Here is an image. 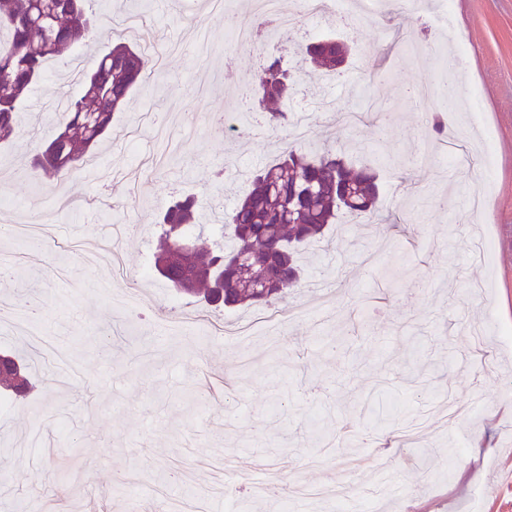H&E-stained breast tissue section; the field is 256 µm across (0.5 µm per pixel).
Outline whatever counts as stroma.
I'll return each instance as SVG.
<instances>
[{
    "mask_svg": "<svg viewBox=\"0 0 512 512\" xmlns=\"http://www.w3.org/2000/svg\"><path fill=\"white\" fill-rule=\"evenodd\" d=\"M120 2L145 13L167 48L149 85L114 117L132 140H105L96 168L61 183L67 209L31 182L32 157L57 131L50 107L60 88L78 91L89 58L114 41L109 2L95 0L93 33L48 62L17 137L0 146V225L41 215L54 242L40 252L0 238V257L35 284L41 329L58 354L49 359L0 327V351L23 356L34 384L0 391V506L141 512L171 469L190 470L188 491L206 488L212 474L195 463L206 456L231 461L236 490L212 498L209 512H267L251 484L271 476L336 489L319 500L289 492L288 512H512V452L499 439L512 428L502 382L512 377V344L502 341L512 326V0H435L417 14L389 0L358 27L336 18L347 63L309 77L300 50L323 25L235 54L228 19L250 15L252 0H224L219 14L205 0ZM445 10L449 26L428 23ZM460 44L469 48L462 67L448 62ZM269 56L298 78L288 106L307 114L309 142L377 171L381 214L339 215L330 243L304 251V281L277 305L293 318L253 329L249 350L175 324L157 340L153 316L135 321L109 302L120 282L110 263L89 262L91 244L113 225H137L120 254L129 273L151 272L142 306L205 309L154 272L155 220L189 196L214 229L211 200L232 209L250 173L289 140L288 128L250 125L242 102ZM447 85L476 87L483 127L462 101L407 96ZM437 112L474 140L492 130L484 209L469 208L472 185L448 158ZM478 231L491 237L486 263L471 256ZM113 331L122 342L101 354L99 338ZM134 348L151 355L130 363ZM347 428L371 446L343 445Z\"/></svg>",
    "mask_w": 512,
    "mask_h": 512,
    "instance_id": "35a3bbf8",
    "label": "stroma"
}]
</instances>
